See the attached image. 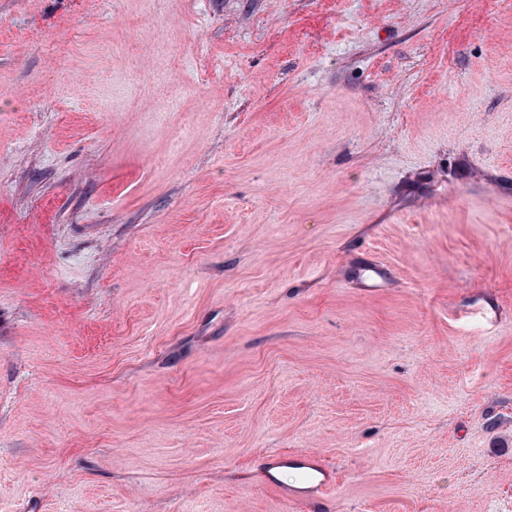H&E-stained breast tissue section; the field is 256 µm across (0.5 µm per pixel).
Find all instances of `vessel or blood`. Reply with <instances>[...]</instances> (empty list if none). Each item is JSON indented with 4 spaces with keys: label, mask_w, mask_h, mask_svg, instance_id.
<instances>
[{
    "label": "vessel or blood",
    "mask_w": 512,
    "mask_h": 512,
    "mask_svg": "<svg viewBox=\"0 0 512 512\" xmlns=\"http://www.w3.org/2000/svg\"><path fill=\"white\" fill-rule=\"evenodd\" d=\"M294 469L302 474L304 481L301 485L290 487L286 497L289 501L307 502L317 499L328 492L333 485L332 472L318 454L313 452H298L272 456L263 471V482L277 487L281 481L282 470Z\"/></svg>",
    "instance_id": "1"
}]
</instances>
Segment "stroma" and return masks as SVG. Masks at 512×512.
<instances>
[{"label": "stroma", "instance_id": "1", "mask_svg": "<svg viewBox=\"0 0 512 512\" xmlns=\"http://www.w3.org/2000/svg\"><path fill=\"white\" fill-rule=\"evenodd\" d=\"M0 512H512V0H0ZM297 470L304 477L299 486H291L283 495L290 501L308 502L328 492L333 485L332 472L314 452H298L272 456L263 471L264 484L280 487L279 475L284 469Z\"/></svg>", "mask_w": 512, "mask_h": 512}]
</instances>
